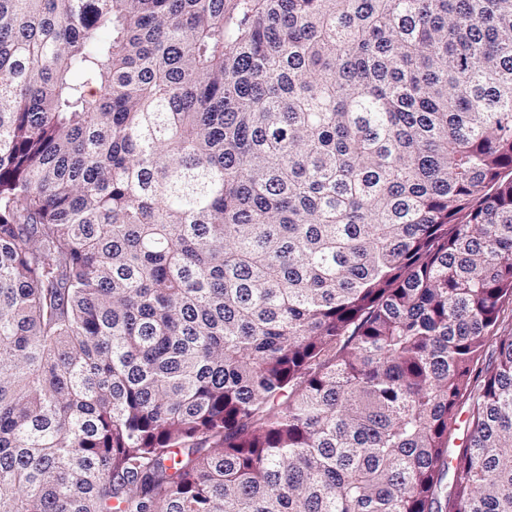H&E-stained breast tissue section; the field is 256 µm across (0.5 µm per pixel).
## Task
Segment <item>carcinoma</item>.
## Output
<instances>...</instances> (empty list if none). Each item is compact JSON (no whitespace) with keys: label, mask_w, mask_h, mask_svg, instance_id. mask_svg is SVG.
Returning a JSON list of instances; mask_svg holds the SVG:
<instances>
[{"label":"carcinoma","mask_w":512,"mask_h":512,"mask_svg":"<svg viewBox=\"0 0 512 512\" xmlns=\"http://www.w3.org/2000/svg\"><path fill=\"white\" fill-rule=\"evenodd\" d=\"M509 303L512 0H0V512H512Z\"/></svg>","instance_id":"1"}]
</instances>
